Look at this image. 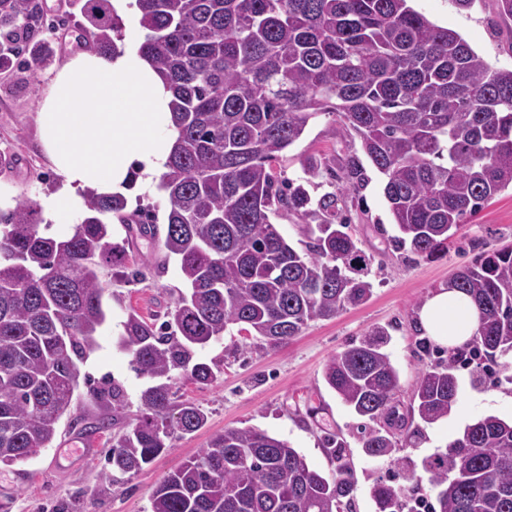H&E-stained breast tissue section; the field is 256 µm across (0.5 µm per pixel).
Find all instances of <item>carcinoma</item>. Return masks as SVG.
I'll return each mask as SVG.
<instances>
[{
  "label": "carcinoma",
  "instance_id": "obj_1",
  "mask_svg": "<svg viewBox=\"0 0 512 512\" xmlns=\"http://www.w3.org/2000/svg\"><path fill=\"white\" fill-rule=\"evenodd\" d=\"M108 0H70L84 22L83 46L107 53L123 40ZM409 0H136L145 30L139 53L172 92L176 142L159 189L168 205L164 246L178 258L186 291L162 321L129 310L119 346L151 380L132 428L113 440L109 464L136 474L180 436L207 423L204 409L178 402L172 381L208 386L222 373L197 350L238 328L241 346L277 348L308 322L331 319L372 296L369 259L348 232L339 203L365 181L354 159L341 166L308 156L305 172H326L335 192L311 202L278 171L282 152L320 114L340 119L385 178L384 197L398 250L433 256L466 217L512 188V70L493 71L455 31ZM41 0H0V72L51 57L44 38L65 24ZM285 210L302 220L301 249L278 230ZM153 240L157 225L126 212L119 195L87 197L65 238L39 232L29 199L0 211V466L51 447L71 412L78 362L97 348L108 318L100 269L121 247L110 218ZM480 311L476 335L448 358L422 368L408 412L394 395L400 375L372 328L329 358L327 385L357 416L362 448L394 465L393 430L432 424L458 402L457 370L476 363L473 383L493 375L512 383V247L485 252L448 280ZM123 419L114 382L100 390ZM336 468L326 477L288 441L255 428L226 427L173 467L151 495V512H349L357 479L344 441L327 439ZM428 512H512V421L485 416L446 450L422 459ZM406 487L383 480L370 493L378 512H404Z\"/></svg>",
  "mask_w": 512,
  "mask_h": 512
}]
</instances>
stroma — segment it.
<instances>
[{
  "label": "stroma",
  "instance_id": "stroma-1",
  "mask_svg": "<svg viewBox=\"0 0 512 512\" xmlns=\"http://www.w3.org/2000/svg\"><path fill=\"white\" fill-rule=\"evenodd\" d=\"M411 7L432 23L456 31L488 65L512 69V19L500 16L496 0H474L467 9L456 0H410ZM73 29L48 33L53 49L50 60L36 71L14 70L0 74V150L16 154L20 163L11 176H0V207L13 208L17 199L41 197L56 191L60 179L45 155L38 130L37 112L56 71L79 46ZM316 155L340 161L362 157L358 138L344 134L340 124L320 115L310 120L303 136L283 154L286 178L306 183L312 197L335 191L328 176L306 178L303 159ZM363 187L348 195L344 204L349 231L370 259L368 278L373 294L365 304L350 307L329 320L309 322L286 347H259L239 352V335H228L201 350L200 358L215 361L223 370L218 383L200 386L187 378L172 382L176 400L201 405L206 426L192 435L173 439L171 448L137 474L111 473L108 491H101L102 475L116 429L91 436L79 434L74 420L94 423L111 417L112 406L94 395L100 382L119 383L125 395V425H133L140 394L148 378L139 376L130 356L117 346L128 310L147 318L173 306L184 283L176 257L167 255L162 242H131L123 225L113 224V240L125 249L124 263L141 267L145 277L125 283L104 269L112 293V314L100 331L99 347L80 365L79 386L70 415L60 422L51 448L38 457L0 469V512H151V493L166 473L202 448L209 436L224 427H250L288 440L309 464L330 473L334 462L325 444L328 436L344 439L357 478L352 512H378L370 488L377 480L404 483L405 472L386 458L365 455L357 426L358 417L336 396L323 379L330 356L361 339L373 327L387 328V350L399 370L396 394L401 408L410 404L412 384L427 360L417 350L420 336L416 313L436 289L447 286L458 268L482 251L512 244V189L494 196L467 223L459 226L446 252L435 257L404 256L389 244L397 230L383 195V178L366 166ZM459 400L446 420L424 425L419 437L397 434L404 462L420 461L435 449L445 448L467 424L495 415L512 418V385L488 381L472 388L471 369H458ZM109 472V471H108Z\"/></svg>",
  "mask_w": 512,
  "mask_h": 512
}]
</instances>
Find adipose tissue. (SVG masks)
<instances>
[{
  "label": "adipose tissue",
  "mask_w": 512,
  "mask_h": 512,
  "mask_svg": "<svg viewBox=\"0 0 512 512\" xmlns=\"http://www.w3.org/2000/svg\"><path fill=\"white\" fill-rule=\"evenodd\" d=\"M170 100L161 75L127 45L107 55L79 53L55 74L37 122L60 187L40 206L63 234L83 213L86 191L124 193L134 174L158 188L176 140ZM479 322L470 297L445 288L416 315L421 335L447 348L469 342Z\"/></svg>",
  "instance_id": "1"
}]
</instances>
